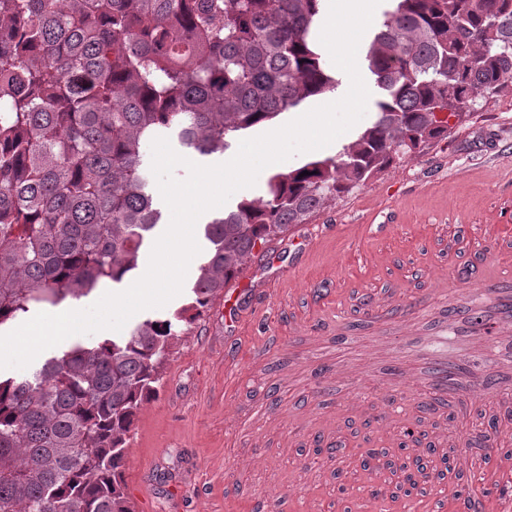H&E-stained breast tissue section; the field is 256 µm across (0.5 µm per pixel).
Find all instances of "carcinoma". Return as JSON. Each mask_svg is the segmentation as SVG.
Wrapping results in <instances>:
<instances>
[{
    "label": "carcinoma",
    "instance_id": "1",
    "mask_svg": "<svg viewBox=\"0 0 512 512\" xmlns=\"http://www.w3.org/2000/svg\"><path fill=\"white\" fill-rule=\"evenodd\" d=\"M367 52L375 120L206 228L188 305L0 377V512H132L125 448L159 367L256 247L512 84V0H389ZM322 0H0V332L120 283L161 219L144 145L200 156L336 90Z\"/></svg>",
    "mask_w": 512,
    "mask_h": 512
}]
</instances>
